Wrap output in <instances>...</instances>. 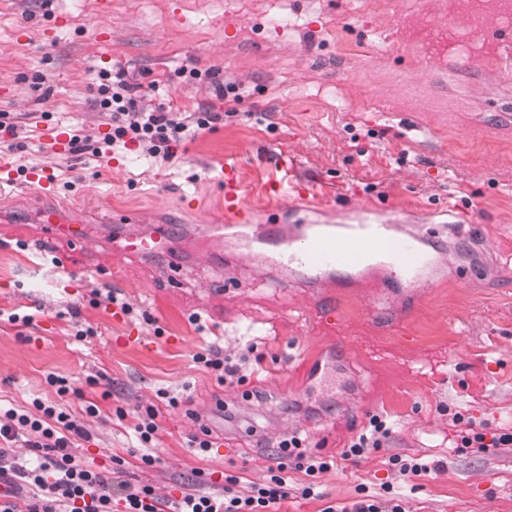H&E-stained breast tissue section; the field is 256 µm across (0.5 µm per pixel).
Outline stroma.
I'll return each instance as SVG.
<instances>
[{"label":"stroma","instance_id":"1","mask_svg":"<svg viewBox=\"0 0 512 512\" xmlns=\"http://www.w3.org/2000/svg\"><path fill=\"white\" fill-rule=\"evenodd\" d=\"M0 0V157L16 179L44 163L42 137L58 126L87 150L55 161L56 198L5 188L0 203V406L55 399L89 429L83 454L96 469L124 459L132 483L180 497L194 470L238 489L264 482L271 445L300 431L311 452L336 457L316 480L317 497H288L276 512H323L359 491L391 485L406 512H512V447L457 449L454 414L512 431V47L489 43L469 55L450 45L417 56L407 21L427 14L466 28L457 0ZM388 34L383 52L352 48ZM125 71L140 104L221 119L173 144L170 161L138 145L107 144L108 116L93 100L101 70ZM161 80L162 92L152 89ZM241 99L224 95L228 86ZM286 151L288 165L323 194V224H348L364 206L423 221L419 245L435 261L409 294L380 263L342 265L283 286L260 257L269 211L299 204L262 154ZM256 220L244 229L254 255L240 254L233 230L213 246L201 225L224 208L225 160ZM136 213L143 229L184 227L193 252L158 254L110 271L113 238L93 224L91 246L37 237L42 207ZM462 208L466 224L443 223ZM109 288L146 319L114 318L91 303ZM30 315V325L8 322ZM93 327L94 336L77 338ZM251 347L249 380L224 385L194 360L209 346ZM66 377L57 396L46 378ZM165 389L178 407L159 401ZM99 417L88 416L87 402ZM226 402L220 413L218 402ZM156 405L160 462L142 467L136 411ZM125 417H117V410ZM199 413L215 444L198 459L188 443ZM378 415L393 433L356 462L340 454ZM432 463L397 476L392 455Z\"/></svg>","mask_w":512,"mask_h":512}]
</instances>
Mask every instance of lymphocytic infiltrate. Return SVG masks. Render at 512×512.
Masks as SVG:
<instances>
[{"instance_id": "obj_1", "label": "lymphocytic infiltrate", "mask_w": 512, "mask_h": 512, "mask_svg": "<svg viewBox=\"0 0 512 512\" xmlns=\"http://www.w3.org/2000/svg\"><path fill=\"white\" fill-rule=\"evenodd\" d=\"M137 89L126 77L102 73L95 104L112 123L109 145L129 141L168 159L173 142L190 130L208 128L214 120L210 112H178L162 105L145 110L138 104ZM195 360L221 382L247 380V354L232 358L213 347L196 354ZM89 438L86 428L55 401L37 398L28 410H0V476L16 477L26 488L22 495L1 490L0 512H112L116 499L123 512H270L289 495L313 496L314 477L334 465L333 460L308 452L300 435L289 433L277 444L268 480L253 485L250 493L238 491L239 479L230 474L221 490H212L211 477L198 470L190 488L172 500L159 496L152 485L126 480L122 458H113L110 469L92 468L80 452ZM291 467L306 475V483L289 487L286 471Z\"/></svg>"}]
</instances>
